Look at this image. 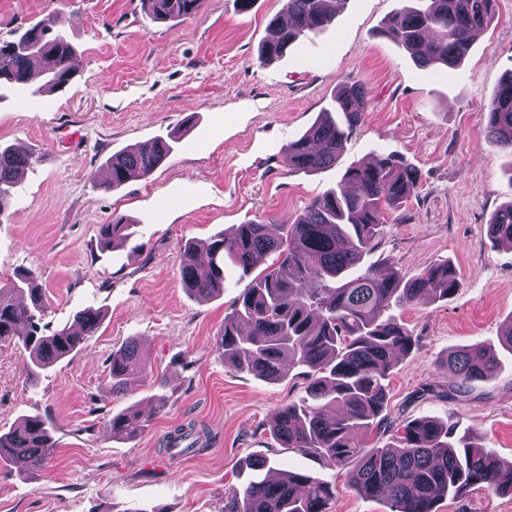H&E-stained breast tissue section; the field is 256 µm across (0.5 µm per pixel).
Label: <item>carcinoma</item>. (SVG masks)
Wrapping results in <instances>:
<instances>
[{
  "mask_svg": "<svg viewBox=\"0 0 512 512\" xmlns=\"http://www.w3.org/2000/svg\"><path fill=\"white\" fill-rule=\"evenodd\" d=\"M348 0H285L270 21L273 34L260 47L259 60L272 63L292 44L326 30ZM204 0H147L156 20L190 19ZM497 0H401V8L382 33L423 68L457 67L470 52L474 31L491 23ZM65 20L50 14L8 39L0 38V81L24 86L36 61L47 75L44 88L65 86L73 75V46ZM366 88L353 83L336 90L330 107L299 138L282 150L290 172L313 173L336 163L344 143L366 112ZM487 134L512 155V69L487 107ZM172 152L158 137L112 155L107 163L114 189L146 179ZM35 152L0 148V216L14 198L18 181L34 163ZM415 168L396 152H378L368 163L351 164L336 188L315 198L286 236L264 223L248 221L198 243L184 244L182 281L197 299L224 294L225 272L246 277L263 257L274 267L254 277L224 318L218 346L224 364L270 381L300 368L308 380L310 402L278 408L273 433L282 448L338 466L354 467L356 489L387 502L390 512H435L439 500L463 496L474 486L512 492V467L503 468L484 446L452 438L448 426L431 418L395 423L383 412L386 380L393 361L409 355L416 339L394 309L446 300L459 287L456 270L437 262L406 280L394 269L363 265L383 238L385 213L418 189ZM133 224L119 218L104 224L100 246L115 247L131 236ZM488 237L512 243V201L489 222ZM45 299L37 276L16 274L0 288V345L20 343L29 351L28 376L77 351L99 328L102 314L85 309L70 326L45 333ZM137 343L112 354V392L145 371ZM497 359L478 346L448 352L443 370L448 383L428 385L418 394L463 396L471 384L491 378ZM140 415L122 411L109 428L116 438L133 439L142 431ZM391 434L393 445L368 447ZM208 435L195 423L182 425L165 439L167 450L182 454L203 450ZM52 427L40 415L25 418L0 435V459H21L41 472L52 461ZM247 483L224 495L218 512H330L334 491L305 473L280 470L267 458L250 463Z\"/></svg>",
  "mask_w": 512,
  "mask_h": 512,
  "instance_id": "cac0c4a2",
  "label": "carcinoma"
}]
</instances>
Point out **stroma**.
<instances>
[{
  "instance_id": "stroma-1",
  "label": "stroma",
  "mask_w": 512,
  "mask_h": 512,
  "mask_svg": "<svg viewBox=\"0 0 512 512\" xmlns=\"http://www.w3.org/2000/svg\"><path fill=\"white\" fill-rule=\"evenodd\" d=\"M399 0H349L335 23L263 65L258 50L283 0H204L193 18L156 21L143 0H0V38L63 14L74 76L62 91L22 94L0 86V144L41 160L26 171L0 218V286L15 271L39 277L48 330L87 307L103 321L82 348L30 386L28 354L0 346V433L41 415L56 444L47 471L0 459V512H218L254 458L313 474L335 491L332 512H389L356 491L352 467L281 448L278 407L306 395L304 376L271 382L224 363V316L247 287L232 277L222 296L201 301L183 286L185 241L205 240L248 220L284 234L288 224L345 169L372 151L398 152L417 169V192L391 210L374 259L405 277L449 262L459 280L449 299L400 310L416 348L393 367L386 412L396 421L433 417L455 436L512 463V246L491 241L492 215L512 201V156L487 137L486 106L512 69V0L479 30L463 63L433 72L382 36ZM368 90L367 112L335 166L288 172L281 149L329 108L341 85ZM176 135L171 156L145 179L105 185L119 151ZM121 217L135 232L102 249L101 225ZM136 340L142 377L113 394V352ZM495 351L496 376L453 400L417 397L446 377L452 349ZM138 409L132 441L108 424ZM196 422L204 451H166L164 437ZM438 512H512V495L473 488Z\"/></svg>"
}]
</instances>
